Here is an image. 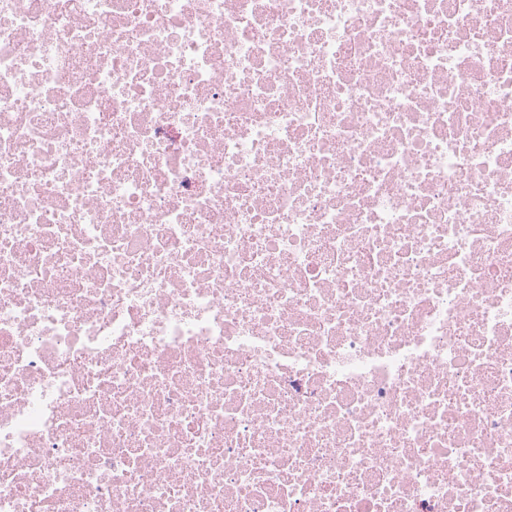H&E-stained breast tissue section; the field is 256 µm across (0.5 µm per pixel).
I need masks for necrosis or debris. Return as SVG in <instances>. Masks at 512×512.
I'll return each mask as SVG.
<instances>
[{
    "instance_id": "necrosis-or-debris-1",
    "label": "necrosis or debris",
    "mask_w": 512,
    "mask_h": 512,
    "mask_svg": "<svg viewBox=\"0 0 512 512\" xmlns=\"http://www.w3.org/2000/svg\"><path fill=\"white\" fill-rule=\"evenodd\" d=\"M0 512H512V0H0Z\"/></svg>"
}]
</instances>
